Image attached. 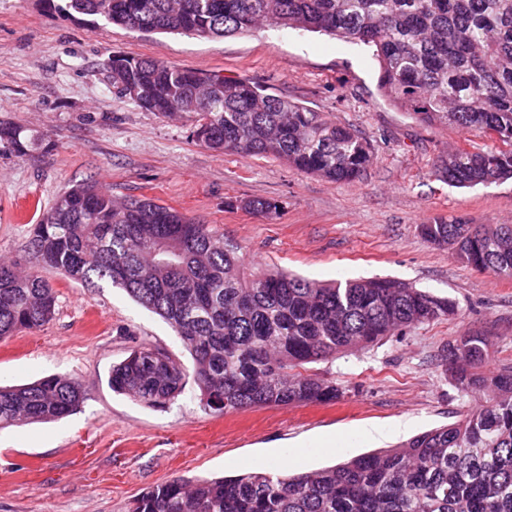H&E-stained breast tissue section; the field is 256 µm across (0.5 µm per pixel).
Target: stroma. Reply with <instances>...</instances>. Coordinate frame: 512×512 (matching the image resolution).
Here are the masks:
<instances>
[{
	"label": "stroma",
	"instance_id": "35a3bbf8",
	"mask_svg": "<svg viewBox=\"0 0 512 512\" xmlns=\"http://www.w3.org/2000/svg\"><path fill=\"white\" fill-rule=\"evenodd\" d=\"M156 58L205 73L251 78L357 131L371 145L362 179L333 183L266 156L198 145L187 117L145 111L112 86V57ZM373 50L324 34L263 26L218 40L147 34L47 0H0V119L38 131L53 150L0 155V261L33 265V224L72 184L114 198H152L223 234L247 271L283 268L318 281L387 278L451 299V319L312 371L336 379L329 404L206 411L188 383L153 408L112 392L113 364L146 343L182 363L174 331L119 288L44 271L57 294L52 320L0 339V386L50 375L82 385L72 415L0 429V512H130L135 498L176 477L195 479L285 465L313 471L387 449L452 423L479 402L444 375L449 341L494 337L485 374L512 363V278L478 271L420 233L436 220L512 224V181L455 188L438 155L496 145L480 131L430 128L377 87ZM249 199L279 207L266 218Z\"/></svg>",
	"mask_w": 512,
	"mask_h": 512
}]
</instances>
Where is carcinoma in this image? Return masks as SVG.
<instances>
[{"label":"carcinoma","mask_w":512,"mask_h":512,"mask_svg":"<svg viewBox=\"0 0 512 512\" xmlns=\"http://www.w3.org/2000/svg\"><path fill=\"white\" fill-rule=\"evenodd\" d=\"M63 2L64 11L143 33L217 39L267 23L371 46L390 103L423 125L477 128L501 142L438 156L439 177L458 188L512 179V0ZM111 72L119 94L133 85L140 108L190 117L195 140L214 151L271 156L336 183L360 179L371 160L370 144L351 129L268 85L129 56ZM35 144L25 127L0 120V154L25 155ZM244 207L268 218L278 210L268 200ZM420 231L466 265L512 277V225L438 220ZM29 250L35 262L25 274L0 263V338L53 318L57 296L44 268L121 288L177 333L192 360L189 370L143 344L112 366V391L149 407L174 401L190 374L214 413L335 402L342 389L308 364L456 312L449 299L390 279L327 284L285 270L248 274L209 225L153 199L116 201L93 181L55 198ZM493 348L482 334L448 344L455 387L483 395L454 423L310 472L173 479L138 497L132 512H512V364L491 376L479 371ZM84 400L77 382L59 376L0 387V426L57 420Z\"/></svg>","instance_id":"cac0c4a2"}]
</instances>
